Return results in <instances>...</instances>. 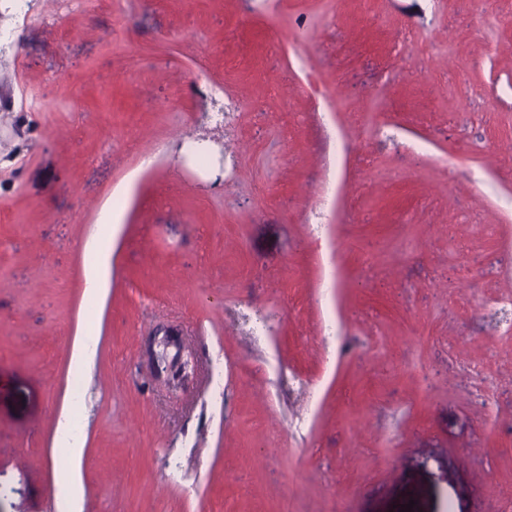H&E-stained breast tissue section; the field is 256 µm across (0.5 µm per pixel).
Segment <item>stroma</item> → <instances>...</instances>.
Returning a JSON list of instances; mask_svg holds the SVG:
<instances>
[{
    "mask_svg": "<svg viewBox=\"0 0 512 512\" xmlns=\"http://www.w3.org/2000/svg\"><path fill=\"white\" fill-rule=\"evenodd\" d=\"M0 26V512L512 493V0H0Z\"/></svg>",
    "mask_w": 512,
    "mask_h": 512,
    "instance_id": "1",
    "label": "stroma"
}]
</instances>
